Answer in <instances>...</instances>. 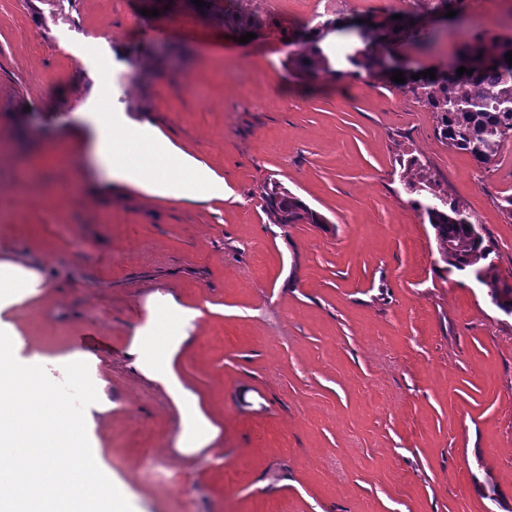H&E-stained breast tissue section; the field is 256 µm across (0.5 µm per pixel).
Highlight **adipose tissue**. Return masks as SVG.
I'll list each match as a JSON object with an SVG mask.
<instances>
[{
    "instance_id": "adipose-tissue-1",
    "label": "adipose tissue",
    "mask_w": 512,
    "mask_h": 512,
    "mask_svg": "<svg viewBox=\"0 0 512 512\" xmlns=\"http://www.w3.org/2000/svg\"><path fill=\"white\" fill-rule=\"evenodd\" d=\"M116 63L115 55L105 56L91 90L99 109L88 145L106 182L189 201L223 198L222 178L175 150L149 120L132 121L113 109ZM42 286L36 271L0 262V512H81L91 498L103 502L106 512H127L92 435L99 399L87 375L90 355L72 351L52 358L29 350L12 319ZM197 316V310L166 301L150 311L126 349L134 369L159 384L177 409V450L187 457L207 448L218 432L176 369ZM52 365L68 376L67 389L49 375Z\"/></svg>"
}]
</instances>
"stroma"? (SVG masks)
I'll return each instance as SVG.
<instances>
[{
  "label": "stroma",
  "mask_w": 512,
  "mask_h": 512,
  "mask_svg": "<svg viewBox=\"0 0 512 512\" xmlns=\"http://www.w3.org/2000/svg\"><path fill=\"white\" fill-rule=\"evenodd\" d=\"M242 44L193 0H0V260L22 257L46 287L18 309L52 354L95 329L96 436L130 512H512V316L449 270L400 181L417 159L435 192L463 204L512 285V141L490 165L448 149L433 112L398 83L368 80L327 40L332 74L285 66L314 0H242ZM158 16H150V9ZM403 0H328L326 17L379 22ZM512 36V0H464L426 51L443 67L474 28ZM127 47L113 106L149 119L224 179L220 201L106 188L85 150L97 61ZM42 157L36 168L33 157ZM278 182L325 216L275 224ZM200 318L180 358L219 437L179 455V415L135 375L124 348L148 304Z\"/></svg>",
  "instance_id": "35a3bbf8"
}]
</instances>
